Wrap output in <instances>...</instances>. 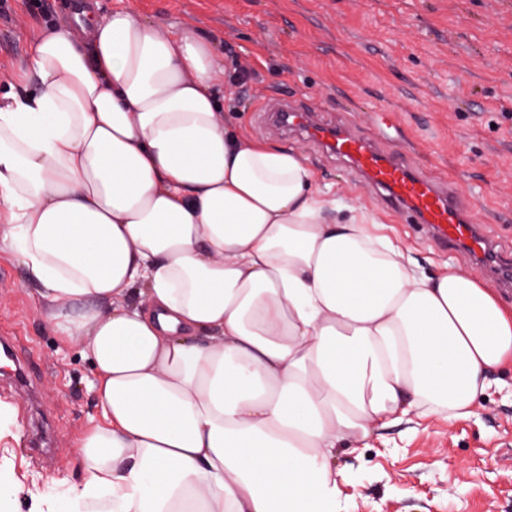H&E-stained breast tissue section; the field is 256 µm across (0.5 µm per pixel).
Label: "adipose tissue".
I'll list each match as a JSON object with an SVG mask.
<instances>
[{
  "label": "adipose tissue",
  "instance_id": "obj_1",
  "mask_svg": "<svg viewBox=\"0 0 512 512\" xmlns=\"http://www.w3.org/2000/svg\"><path fill=\"white\" fill-rule=\"evenodd\" d=\"M213 43L81 9L0 94V251L91 359L70 512H349L340 444L471 413L512 311L229 128Z\"/></svg>",
  "mask_w": 512,
  "mask_h": 512
}]
</instances>
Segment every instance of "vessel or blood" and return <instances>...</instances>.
<instances>
[{
  "label": "vessel or blood",
  "mask_w": 512,
  "mask_h": 512,
  "mask_svg": "<svg viewBox=\"0 0 512 512\" xmlns=\"http://www.w3.org/2000/svg\"><path fill=\"white\" fill-rule=\"evenodd\" d=\"M288 123L349 164L360 180L382 194L388 207L429 225L448 246L465 247L489 262L492 270L512 275V259L503 256L481 225L472 221L457 188L430 179L405 151H381L348 127L319 124L304 109H290Z\"/></svg>",
  "instance_id": "b4317fda"
}]
</instances>
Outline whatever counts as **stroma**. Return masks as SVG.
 Segmentation results:
<instances>
[{"mask_svg":"<svg viewBox=\"0 0 512 512\" xmlns=\"http://www.w3.org/2000/svg\"><path fill=\"white\" fill-rule=\"evenodd\" d=\"M166 28L216 40L224 115L249 138L294 148L320 185L389 226L423 270L473 272L512 310V289L465 254L444 250L405 214L384 206L344 162L266 112L297 101L345 123L382 149L410 141L420 169L458 184L475 223L512 249V0H99ZM77 0H6L0 69L18 67L47 23L72 20ZM394 117L377 129L376 111ZM36 281L0 252V341L19 347L35 389L0 374V401L16 409L18 436H0V471L39 481L68 512L84 473L75 443L96 422L92 367L66 344L38 303ZM334 463L347 477L349 512H512V365L490 375L469 417L404 422Z\"/></svg>","mask_w":512,"mask_h":512,"instance_id":"stroma-1","label":"stroma"}]
</instances>
